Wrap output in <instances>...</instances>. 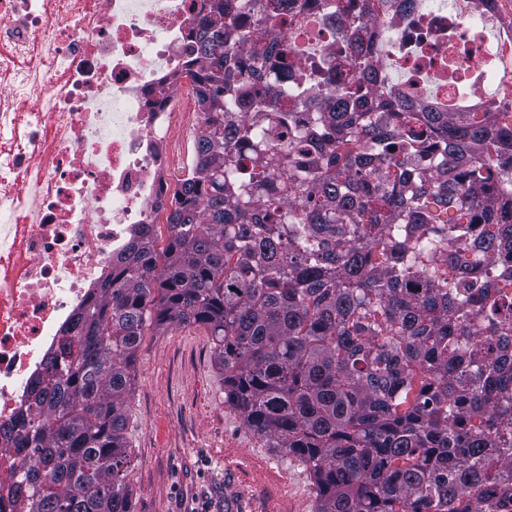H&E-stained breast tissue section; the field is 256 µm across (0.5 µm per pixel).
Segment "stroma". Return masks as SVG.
<instances>
[{
	"label": "stroma",
	"instance_id": "35a3bbf8",
	"mask_svg": "<svg viewBox=\"0 0 512 512\" xmlns=\"http://www.w3.org/2000/svg\"><path fill=\"white\" fill-rule=\"evenodd\" d=\"M136 512H314L310 475L224 401V367L199 325L147 329L125 403Z\"/></svg>",
	"mask_w": 512,
	"mask_h": 512
}]
</instances>
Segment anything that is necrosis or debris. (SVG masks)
Instances as JSON below:
<instances>
[{
	"mask_svg": "<svg viewBox=\"0 0 512 512\" xmlns=\"http://www.w3.org/2000/svg\"><path fill=\"white\" fill-rule=\"evenodd\" d=\"M332 0H285L281 15L250 25V39L303 44L283 19ZM214 0H0V426L14 424L31 380L73 311L143 224H165L189 169L186 129L208 132L192 74L201 21ZM414 33L405 69L436 78L435 98L393 86L394 98L437 111L456 97L470 112L512 113V0H382L369 38ZM315 38L325 83L352 71L327 31ZM51 61L57 80H45Z\"/></svg>",
	"mask_w": 512,
	"mask_h": 512,
	"instance_id": "1",
	"label": "necrosis or debris"
}]
</instances>
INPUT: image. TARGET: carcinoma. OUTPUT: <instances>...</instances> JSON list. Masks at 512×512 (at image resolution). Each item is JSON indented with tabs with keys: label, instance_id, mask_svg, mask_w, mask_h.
<instances>
[{
	"label": "carcinoma",
	"instance_id": "1",
	"mask_svg": "<svg viewBox=\"0 0 512 512\" xmlns=\"http://www.w3.org/2000/svg\"><path fill=\"white\" fill-rule=\"evenodd\" d=\"M378 5L352 11L348 45ZM224 4L198 38L210 130L164 246L140 230L30 385L21 512H134L125 394L147 327L201 325L245 426L315 512H512V160L490 112L419 120L381 87L405 38L300 122L236 78L287 64Z\"/></svg>",
	"mask_w": 512,
	"mask_h": 512
}]
</instances>
